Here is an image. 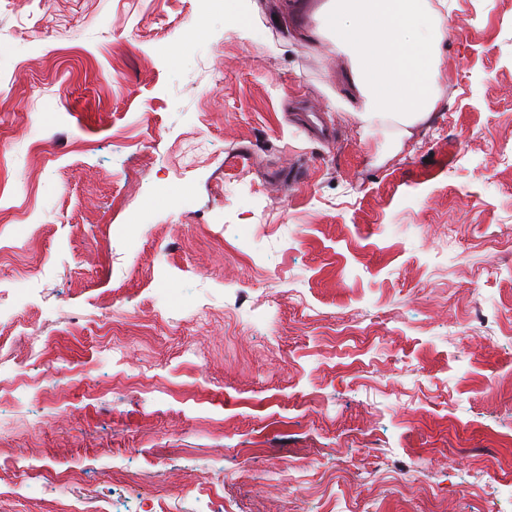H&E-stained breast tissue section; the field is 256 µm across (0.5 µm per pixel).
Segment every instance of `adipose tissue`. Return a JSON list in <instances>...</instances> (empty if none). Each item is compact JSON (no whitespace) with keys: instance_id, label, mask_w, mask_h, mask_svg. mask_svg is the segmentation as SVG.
I'll list each match as a JSON object with an SVG mask.
<instances>
[{"instance_id":"adipose-tissue-1","label":"adipose tissue","mask_w":512,"mask_h":512,"mask_svg":"<svg viewBox=\"0 0 512 512\" xmlns=\"http://www.w3.org/2000/svg\"><path fill=\"white\" fill-rule=\"evenodd\" d=\"M447 0H327L319 20L336 29L354 95L348 108L364 133L397 124L407 137L441 97Z\"/></svg>"}]
</instances>
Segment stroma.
<instances>
[{
    "label": "stroma",
    "mask_w": 512,
    "mask_h": 512,
    "mask_svg": "<svg viewBox=\"0 0 512 512\" xmlns=\"http://www.w3.org/2000/svg\"><path fill=\"white\" fill-rule=\"evenodd\" d=\"M286 2L0 0V512H512V0H448L403 139ZM80 474L79 473H72V472H39L38 474H34V476H31V479L37 480V481H44L45 483H51L57 485L63 492V494H67L68 491L78 484L80 481Z\"/></svg>",
    "instance_id": "stroma-1"
}]
</instances>
